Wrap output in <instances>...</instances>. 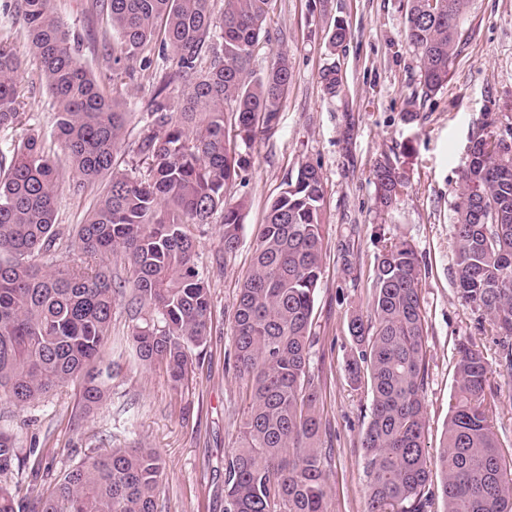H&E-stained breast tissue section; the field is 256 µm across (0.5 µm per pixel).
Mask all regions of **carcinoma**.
<instances>
[{
  "label": "carcinoma",
  "instance_id": "cac0c4a2",
  "mask_svg": "<svg viewBox=\"0 0 512 512\" xmlns=\"http://www.w3.org/2000/svg\"><path fill=\"white\" fill-rule=\"evenodd\" d=\"M272 0H92L107 11L100 32L112 82L122 63L140 60L157 81L136 144L146 174L114 169L128 113L114 90L78 63L81 40L52 13L51 0H9L23 16L37 59L31 81L52 99L56 140L82 195L109 177L97 207L77 225L74 245L89 261L46 268L39 259L69 238L55 229L56 198L65 173L51 148L28 133L0 151V400L24 407L71 381L82 384L90 412L107 397L112 362L104 359L117 297L147 314L130 341L139 360L166 365L181 383L192 353L211 324L208 277L196 263L192 224L223 213L224 255L240 244L243 204L224 194L244 160L226 130L249 140L270 129L292 82V65L278 55L270 68L250 70L267 33ZM471 0H407L403 31L420 63L422 95L448 84L464 41ZM118 42H110L111 34ZM338 19L327 32L331 55L349 38ZM0 34V129L25 124L19 111L21 62ZM172 61L150 71L149 53ZM327 95L339 91L336 64L320 74ZM187 86L179 111L165 90ZM475 139L454 204L456 287L502 336L512 337V148L486 150ZM376 205L391 210L408 188L389 157L373 168ZM324 185L319 168L298 167L268 209L253 263L239 288L232 321L235 370L251 388L237 448L224 456V512H328L326 454L320 448L318 392L309 375L312 315L322 262ZM127 264V283L112 278L106 260ZM420 269L407 243L382 246L374 268L370 315H351L358 355L346 364L354 384H370V421L362 437L367 512H427L431 466L444 512H512V467L488 424L484 352L460 344L457 388L435 463L425 448L422 391L426 377L425 319ZM22 448L0 434V512H158L164 463L151 448H114L66 470L53 487L11 489Z\"/></svg>",
  "mask_w": 512,
  "mask_h": 512
}]
</instances>
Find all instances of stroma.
<instances>
[{
  "label": "stroma",
  "instance_id": "35a3bbf8",
  "mask_svg": "<svg viewBox=\"0 0 512 512\" xmlns=\"http://www.w3.org/2000/svg\"><path fill=\"white\" fill-rule=\"evenodd\" d=\"M59 22L80 34L79 64L105 79L103 50L94 37L108 16L94 14L86 0H52ZM405 0H273L268 35L252 59L255 72L287 54L293 82L272 129L258 130L238 142L249 159L226 193L227 203L244 202L241 240L232 256L222 250V216L194 225L197 263L212 292V326L207 345L188 378L172 384L164 365L142 364L128 344L133 320L125 300L112 315L108 351L119 372L98 409L83 413L81 387L71 383L46 398L19 408L0 402V430L16 435L22 448L48 450V467L27 458L17 479L19 490L31 483L53 485L55 477L85 457L86 449L107 453L134 442L155 450L165 468L161 512H224V455L237 445L249 396L232 367L231 323L234 302L248 271L255 243L271 202L299 165L318 166L325 200L322 212L324 256L315 298L309 373L318 390L323 423L322 447L331 451L327 468L329 512H366L362 435L370 419L367 384L348 380L353 352L348 333L352 313L369 314L373 268L380 237L401 240L415 250L426 328V368L422 398L426 445L436 453L454 392L456 349L466 342L482 349L490 364L488 385L495 393L489 424L506 463L512 464V381L499 373L512 337L496 335L488 318L467 304L455 284L454 210L461 171L473 139L486 120L494 130L512 126L492 103L512 98V0H472L468 40L446 87L416 101L418 58L403 35ZM344 20L350 36L336 54L325 47L329 25ZM11 33L22 62L19 101L28 129L54 144V114L44 85L30 82L35 68L23 35V20L0 11V31ZM336 66L342 86L324 93L319 75ZM118 90L129 113L127 135L115 159L117 170L143 174L134 154L141 118L152 85L131 63ZM415 108L417 119L402 115ZM406 171L409 188L387 213L375 206L372 170L380 156Z\"/></svg>",
  "mask_w": 512,
  "mask_h": 512
}]
</instances>
